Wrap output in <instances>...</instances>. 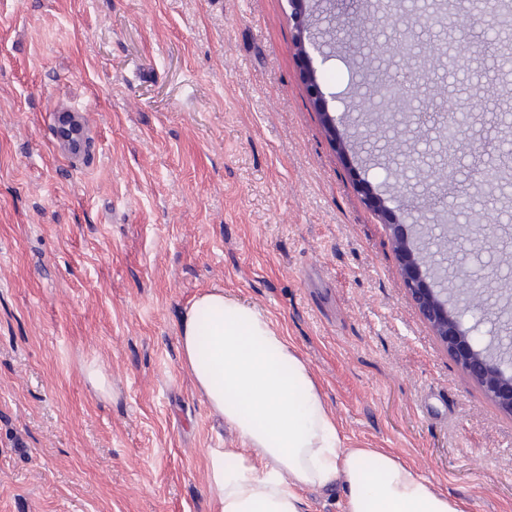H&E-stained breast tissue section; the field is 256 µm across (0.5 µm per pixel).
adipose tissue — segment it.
I'll list each match as a JSON object with an SVG mask.
<instances>
[{
  "label": "adipose tissue",
  "mask_w": 512,
  "mask_h": 512,
  "mask_svg": "<svg viewBox=\"0 0 512 512\" xmlns=\"http://www.w3.org/2000/svg\"><path fill=\"white\" fill-rule=\"evenodd\" d=\"M181 359L242 442L206 452L217 512H305L303 493L342 483L344 512H462L399 456L345 447L306 362L261 308L212 288L184 307Z\"/></svg>",
  "instance_id": "obj_1"
}]
</instances>
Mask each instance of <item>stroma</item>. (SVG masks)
<instances>
[{
	"label": "stroma",
	"mask_w": 512,
	"mask_h": 512,
	"mask_svg": "<svg viewBox=\"0 0 512 512\" xmlns=\"http://www.w3.org/2000/svg\"><path fill=\"white\" fill-rule=\"evenodd\" d=\"M431 3L396 0L376 30L377 0H0V512H214L205 454L237 439L178 342L214 287L278 323L346 447L400 456L464 512H512V414L421 317L390 228L451 216L512 237V182L459 207L496 163L484 143L512 149V66L486 52L511 40L489 6L447 33ZM300 23L335 55L304 54ZM406 32L449 45L450 67L408 122L383 107L355 131ZM448 101L470 144L453 155ZM63 110L84 160L59 146ZM404 180L414 206L385 220L366 196Z\"/></svg>",
	"instance_id": "1"
}]
</instances>
